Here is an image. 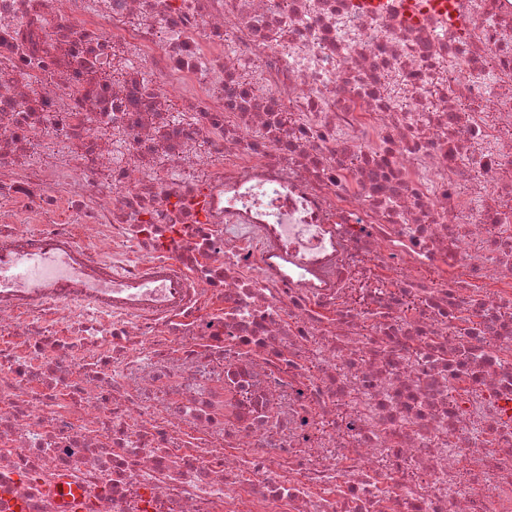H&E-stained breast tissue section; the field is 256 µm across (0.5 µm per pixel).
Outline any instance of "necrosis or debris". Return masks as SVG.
<instances>
[{
    "mask_svg": "<svg viewBox=\"0 0 512 512\" xmlns=\"http://www.w3.org/2000/svg\"><path fill=\"white\" fill-rule=\"evenodd\" d=\"M418 2L0 0L68 275L0 284V512H512V0Z\"/></svg>",
    "mask_w": 512,
    "mask_h": 512,
    "instance_id": "4bbe7bcc",
    "label": "necrosis or debris"
}]
</instances>
